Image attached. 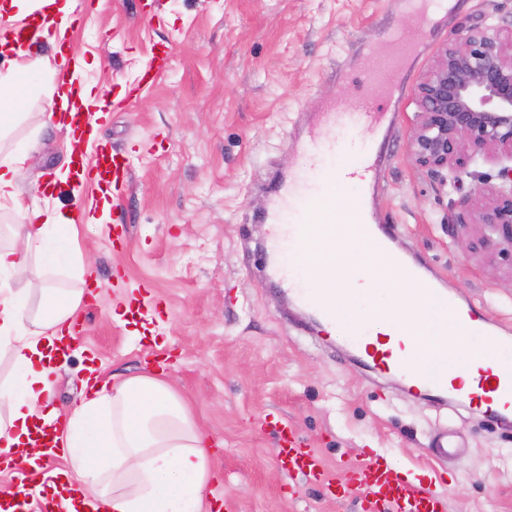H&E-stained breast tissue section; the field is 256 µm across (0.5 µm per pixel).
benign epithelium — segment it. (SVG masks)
<instances>
[{"mask_svg":"<svg viewBox=\"0 0 512 512\" xmlns=\"http://www.w3.org/2000/svg\"><path fill=\"white\" fill-rule=\"evenodd\" d=\"M416 99L413 161L443 186L479 157L502 164L504 186L475 211L468 198L460 207L512 245V20L494 17L458 33L423 76Z\"/></svg>","mask_w":512,"mask_h":512,"instance_id":"1","label":"benign epithelium"}]
</instances>
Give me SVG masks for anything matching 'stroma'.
Segmentation results:
<instances>
[{"instance_id":"35a3bbf8","label":"stroma","mask_w":512,"mask_h":512,"mask_svg":"<svg viewBox=\"0 0 512 512\" xmlns=\"http://www.w3.org/2000/svg\"><path fill=\"white\" fill-rule=\"evenodd\" d=\"M408 13L405 0H75L62 50L82 59L80 83L112 98L86 151L109 145L128 167L107 217L125 225L128 243L118 253L109 232L80 229L98 309L83 356L58 367L53 402L65 410L78 400L86 356L105 377L148 373L152 358H168L167 381L222 443L213 460L221 512H360L357 496L326 499L278 462L286 424L335 472L375 454L440 478L447 512H512V419L491 422L367 370L263 271L272 175L310 178V110L367 94V73ZM494 15L512 16V0H456L428 23L382 144L389 163L373 209L378 224L399 225L400 251L423 260L461 303L484 304L494 329L512 337V247L496 243L481 256L469 246L483 226L448 228L462 198L499 186V163L471 165L444 187L408 151L422 76L459 30ZM151 64L161 76L139 90ZM45 106L24 103L15 136L29 148L28 181L51 184V197L22 200L67 210L96 192L84 181L55 183L73 155L65 130L41 128ZM139 288L144 307L164 308L143 331L111 316ZM443 431L454 446L438 458L430 442Z\"/></svg>"}]
</instances>
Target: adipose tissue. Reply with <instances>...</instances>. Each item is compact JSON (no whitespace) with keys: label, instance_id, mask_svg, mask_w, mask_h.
Instances as JSON below:
<instances>
[{"label":"adipose tissue","instance_id":"obj_1","mask_svg":"<svg viewBox=\"0 0 512 512\" xmlns=\"http://www.w3.org/2000/svg\"><path fill=\"white\" fill-rule=\"evenodd\" d=\"M0 6L24 16L43 12V28L31 30L26 41L44 37L59 45L73 23L74 0H0ZM23 43L0 39V55L13 59L0 74V201L11 203L19 218L0 236V355L11 366L0 380V465L34 464L28 451L38 428L58 422L66 468L49 489L65 512H75L76 487L86 512H204L205 491L216 478L214 440L166 380L150 374L94 380L64 420L52 404L51 352L68 333L85 291L53 287L46 276L57 272L59 260L78 254V225L96 223L98 207L91 201L75 213L23 206L28 154L12 135L26 118L20 105L40 92L48 100L46 120L80 116L96 127L101 93L75 87L76 72H61L63 58L32 54ZM36 73L45 76L44 89L32 83ZM329 248L341 253L347 268L339 280L342 293L352 307H369L372 333L402 335L424 349L447 342V323L432 318L425 304L398 307L376 295L393 272L362 240L345 237ZM34 258L44 278L11 287L10 276L22 274Z\"/></svg>","mask_w":512,"mask_h":512}]
</instances>
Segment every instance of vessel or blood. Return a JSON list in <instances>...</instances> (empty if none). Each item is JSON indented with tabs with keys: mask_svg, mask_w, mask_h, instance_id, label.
Segmentation results:
<instances>
[{
	"mask_svg": "<svg viewBox=\"0 0 512 512\" xmlns=\"http://www.w3.org/2000/svg\"><path fill=\"white\" fill-rule=\"evenodd\" d=\"M415 14L391 36V49L382 57L372 74L374 96L352 104L339 106L327 101L310 113V131L318 133L327 124L342 122L354 127H369L382 131L393 123L400 106L392 100V88L405 60L411 56L422 36L418 13L429 10L444 13L446 0H415ZM340 162L324 161L316 169L313 186L301 196H294L290 179H282L270 201L265 221L274 227L272 258L265 268L270 277L284 284L293 301L316 311L322 319L338 329V335L348 343L361 345V355L368 367L401 379H411L414 388L426 391L438 401L454 394L468 365L465 359L455 358L445 351L430 350L416 358L406 352L389 355L365 344L369 329L364 316L357 311H337L336 291L316 287L319 274L312 260L325 245L352 235L364 241L374 252L397 268L406 284L401 294L406 300L427 304L435 319L454 317L456 335L479 339L491 355L486 371L483 396L478 404L492 418L512 416V339L498 335L482 324L480 308L458 306L446 289L438 287L421 272V265L396 253L391 242L395 226L376 231L362 207L339 208L337 190L349 187L359 171L376 173L382 165L381 154L366 147L339 146ZM125 165L119 154L103 150L94 169L78 167L77 178L106 184L109 178H122ZM277 456L289 471L302 474L310 483L319 486L324 496L359 493L367 512H446V498L433 482L400 476L384 457L375 456L344 476L331 473L320 454L302 446L295 434L284 433L279 439ZM50 467L46 461L39 468L19 469L15 486L36 489L48 482Z\"/></svg>",
	"mask_w": 512,
	"mask_h": 512,
	"instance_id": "1",
	"label": "vessel or blood"
}]
</instances>
